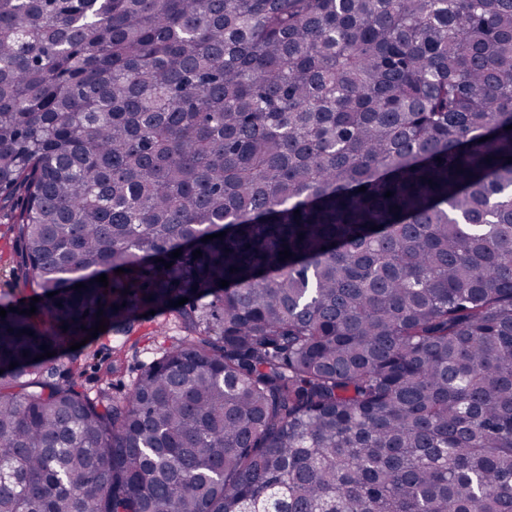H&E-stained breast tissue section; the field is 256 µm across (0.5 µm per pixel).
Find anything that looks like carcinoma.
<instances>
[{
  "instance_id": "1",
  "label": "carcinoma",
  "mask_w": 512,
  "mask_h": 512,
  "mask_svg": "<svg viewBox=\"0 0 512 512\" xmlns=\"http://www.w3.org/2000/svg\"><path fill=\"white\" fill-rule=\"evenodd\" d=\"M508 125L512 0H0V512H512ZM17 250L11 224L0 223V303H15L19 297H36L40 292L27 282ZM188 332L175 312L148 318L129 336L107 333L89 342L79 381L88 391L106 387L114 397L124 396L141 364L161 355L165 348ZM121 360V368L108 374L105 368L112 359Z\"/></svg>"
}]
</instances>
